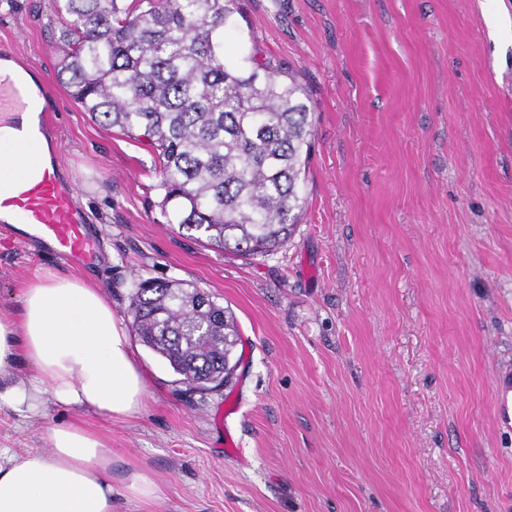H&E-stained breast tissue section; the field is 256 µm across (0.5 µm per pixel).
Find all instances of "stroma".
Here are the masks:
<instances>
[{"instance_id":"35a3bbf8","label":"stroma","mask_w":512,"mask_h":512,"mask_svg":"<svg viewBox=\"0 0 512 512\" xmlns=\"http://www.w3.org/2000/svg\"><path fill=\"white\" fill-rule=\"evenodd\" d=\"M232 49L289 65L316 124L288 243L245 257L168 223L147 142L101 126L54 79L50 0H5L0 48L42 80L47 136L104 236L72 269L0 238V310L47 271L103 288L123 327L137 283L227 307L230 387L186 393L133 341L139 414L0 410V449H48L53 426L112 438L160 493L118 512H512V0H237ZM497 411L502 425L512 424V378L510 375L499 376L495 380Z\"/></svg>"}]
</instances>
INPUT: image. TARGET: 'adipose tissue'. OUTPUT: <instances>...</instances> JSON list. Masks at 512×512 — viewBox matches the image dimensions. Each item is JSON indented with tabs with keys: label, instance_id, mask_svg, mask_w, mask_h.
Listing matches in <instances>:
<instances>
[{
	"label": "adipose tissue",
	"instance_id": "obj_1",
	"mask_svg": "<svg viewBox=\"0 0 512 512\" xmlns=\"http://www.w3.org/2000/svg\"><path fill=\"white\" fill-rule=\"evenodd\" d=\"M0 79L19 92L20 108L0 120V194L51 164L39 129L45 100L37 81L14 63ZM33 374L16 377L17 364ZM147 379L112 303L85 280L52 271L23 288L17 311H0V407L31 417L46 403L124 421L144 404ZM112 443L76 422L53 427L48 451H0V512H113Z\"/></svg>",
	"mask_w": 512,
	"mask_h": 512
}]
</instances>
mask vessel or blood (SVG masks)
Masks as SVG:
<instances>
[{"label":"vessel or blood","mask_w":512,"mask_h":512,"mask_svg":"<svg viewBox=\"0 0 512 512\" xmlns=\"http://www.w3.org/2000/svg\"><path fill=\"white\" fill-rule=\"evenodd\" d=\"M0 208L21 218L22 227L0 225L18 248L33 249L60 262L88 267L101 251L102 234L90 224L74 200V188L58 167L45 169L34 181H22L18 191L0 197ZM497 411L504 426L512 425V377L495 380Z\"/></svg>","instance_id":"b4317fda"}]
</instances>
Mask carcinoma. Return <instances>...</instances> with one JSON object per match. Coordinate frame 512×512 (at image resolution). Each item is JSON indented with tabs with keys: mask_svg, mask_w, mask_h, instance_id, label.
<instances>
[{
	"mask_svg": "<svg viewBox=\"0 0 512 512\" xmlns=\"http://www.w3.org/2000/svg\"><path fill=\"white\" fill-rule=\"evenodd\" d=\"M234 0H53L55 79L80 111L144 138L170 221L219 248L288 241L312 151L307 88L281 64L230 54ZM132 329L189 392L228 387L239 360L229 310L199 288L143 280Z\"/></svg>",
	"mask_w": 512,
	"mask_h": 512,
	"instance_id": "cac0c4a2",
	"label": "carcinoma"
}]
</instances>
